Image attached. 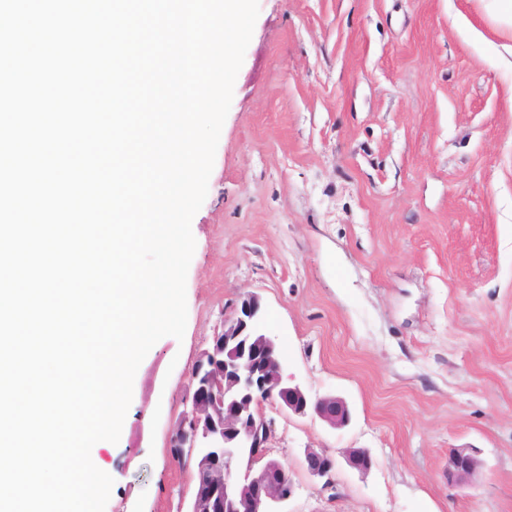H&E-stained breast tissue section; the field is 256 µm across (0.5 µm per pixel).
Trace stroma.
<instances>
[{"mask_svg":"<svg viewBox=\"0 0 512 512\" xmlns=\"http://www.w3.org/2000/svg\"><path fill=\"white\" fill-rule=\"evenodd\" d=\"M191 229L183 340L134 379L105 512H187L170 451L200 351L256 295L286 375L351 420L272 407L289 512H512V69L479 0H259ZM336 459L335 490L301 465ZM372 465L348 466L350 449ZM473 451L470 479L448 456ZM478 465V459L473 452L467 449L453 451L448 457V481L453 483L472 476L476 472Z\"/></svg>","mask_w":512,"mask_h":512,"instance_id":"1","label":"stroma"}]
</instances>
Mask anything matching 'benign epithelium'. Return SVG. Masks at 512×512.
Masks as SVG:
<instances>
[{
    "label": "benign epithelium",
    "instance_id": "benign-epithelium-1",
    "mask_svg": "<svg viewBox=\"0 0 512 512\" xmlns=\"http://www.w3.org/2000/svg\"><path fill=\"white\" fill-rule=\"evenodd\" d=\"M261 322L258 298H243L195 362L186 407L170 438L172 448L193 449L195 490L188 512H282L293 497V469L268 455L271 424L261 412L263 405L295 414L311 411L333 428L350 421L344 398H313L289 383L283 364L275 359L276 342L262 331ZM244 449L251 464L238 475L233 462ZM346 459L361 472L371 467L370 454L361 448L349 451ZM302 465L310 477L324 480L323 487H334L332 456L307 448ZM478 465L472 452L453 451L448 481L472 476Z\"/></svg>",
    "mask_w": 512,
    "mask_h": 512
}]
</instances>
